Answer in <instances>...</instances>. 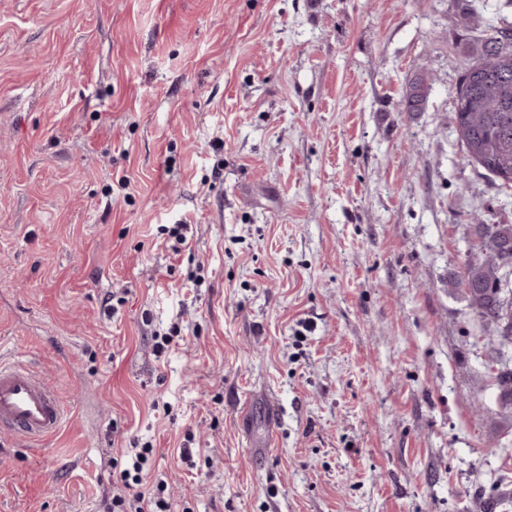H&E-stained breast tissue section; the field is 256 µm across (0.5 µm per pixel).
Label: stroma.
<instances>
[{
	"mask_svg": "<svg viewBox=\"0 0 512 512\" xmlns=\"http://www.w3.org/2000/svg\"><path fill=\"white\" fill-rule=\"evenodd\" d=\"M506 22L512 0H0V358L65 409L36 448L0 438V512H102L133 439L171 512H512L492 337L453 286L473 216L512 224L453 133ZM430 89V83L427 78L417 76L412 79L403 95L401 102V111L419 112L425 104Z\"/></svg>",
	"mask_w": 512,
	"mask_h": 512,
	"instance_id": "obj_1",
	"label": "stroma"
}]
</instances>
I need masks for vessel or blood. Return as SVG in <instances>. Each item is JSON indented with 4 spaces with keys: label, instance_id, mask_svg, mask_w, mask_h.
<instances>
[{
    "label": "vessel or blood",
    "instance_id": "vessel-or-blood-1",
    "mask_svg": "<svg viewBox=\"0 0 512 512\" xmlns=\"http://www.w3.org/2000/svg\"><path fill=\"white\" fill-rule=\"evenodd\" d=\"M64 409L32 368L0 362V430L34 444L55 435Z\"/></svg>",
    "mask_w": 512,
    "mask_h": 512
}]
</instances>
